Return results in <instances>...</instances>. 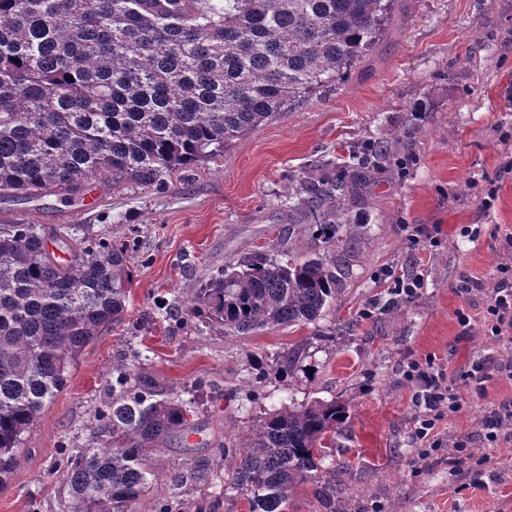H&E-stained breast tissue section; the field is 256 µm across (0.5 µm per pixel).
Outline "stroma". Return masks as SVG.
<instances>
[{"label": "stroma", "instance_id": "stroma-1", "mask_svg": "<svg viewBox=\"0 0 512 512\" xmlns=\"http://www.w3.org/2000/svg\"><path fill=\"white\" fill-rule=\"evenodd\" d=\"M369 143L389 146V159L340 206L351 233L334 249L348 268L322 336L278 326L230 338L184 318L182 300L225 264L258 252L284 262L326 253L296 178ZM1 224L131 242L133 280L123 323L84 350L27 434L0 512H62L69 488L56 461L62 448L90 444L91 414L122 359L190 407L187 447L156 455L155 480L133 512H151L190 466L210 479L181 495V512L201 502L249 512L246 493L224 486L220 446L271 410L332 399L349 408L331 450L344 463L338 512H512V441L491 448L478 436L489 412L512 401V338L493 337L484 320L489 291L512 267V0H395L367 56L223 152L156 188L116 189L99 177L66 201H4ZM388 270L423 274V286L393 302ZM467 282L480 290L463 291ZM488 357L485 381L465 382L472 360ZM415 363L441 370L459 404L438 422L443 446L425 460L413 437ZM468 433L474 458L461 464L448 448Z\"/></svg>", "mask_w": 512, "mask_h": 512}]
</instances>
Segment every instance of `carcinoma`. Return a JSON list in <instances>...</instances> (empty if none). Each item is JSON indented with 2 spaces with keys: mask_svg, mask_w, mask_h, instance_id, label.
<instances>
[{
  "mask_svg": "<svg viewBox=\"0 0 512 512\" xmlns=\"http://www.w3.org/2000/svg\"><path fill=\"white\" fill-rule=\"evenodd\" d=\"M390 0H0V197L69 199L97 176L112 187L160 185L224 151L285 107L331 84L383 32ZM388 148L300 181L297 194L336 242L327 203L346 194L348 168L380 167ZM0 225V491L16 453L66 386L84 349L122 323L132 284L129 247L107 237ZM344 271L323 256L281 264L259 254L228 264L185 301L188 316L229 337L265 327L316 326ZM94 411V447L57 469L65 512H130L152 483L153 455L183 440L189 410L142 367L112 365ZM335 400L268 414L221 448L219 467L250 512H285L309 482L336 512V463L322 448L344 429ZM209 480L191 467L172 489Z\"/></svg>",
  "mask_w": 512,
  "mask_h": 512,
  "instance_id": "obj_1",
  "label": "carcinoma"
}]
</instances>
